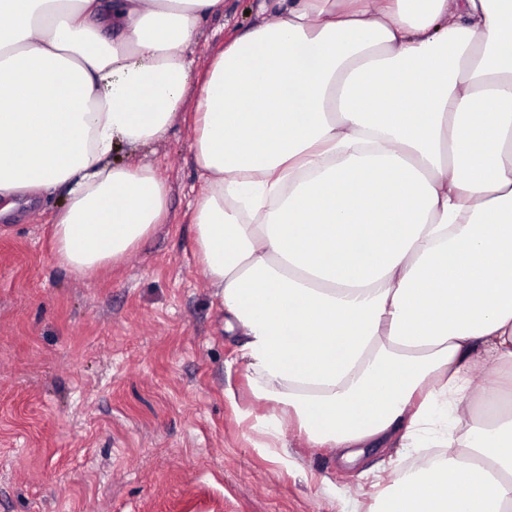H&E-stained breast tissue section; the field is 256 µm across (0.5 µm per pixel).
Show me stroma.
Returning a JSON list of instances; mask_svg holds the SVG:
<instances>
[{"label": "stroma", "mask_w": 512, "mask_h": 512, "mask_svg": "<svg viewBox=\"0 0 512 512\" xmlns=\"http://www.w3.org/2000/svg\"><path fill=\"white\" fill-rule=\"evenodd\" d=\"M224 0L188 53L197 72L262 22ZM198 92L162 141L115 158L158 168L169 216L121 264L85 279L56 260L62 197L0 223V512H370L417 454L348 463L285 435L280 463L240 418L257 409L236 340L193 253Z\"/></svg>", "instance_id": "1"}]
</instances>
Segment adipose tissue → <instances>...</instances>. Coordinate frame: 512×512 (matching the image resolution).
Wrapping results in <instances>:
<instances>
[{"instance_id": "obj_1", "label": "adipose tissue", "mask_w": 512, "mask_h": 512, "mask_svg": "<svg viewBox=\"0 0 512 512\" xmlns=\"http://www.w3.org/2000/svg\"><path fill=\"white\" fill-rule=\"evenodd\" d=\"M223 7L0 0V220L64 189L59 264L123 262L169 188L112 153L197 86L194 255L267 405L251 429L351 463L430 448L375 512H512V0H264L197 78Z\"/></svg>"}]
</instances>
